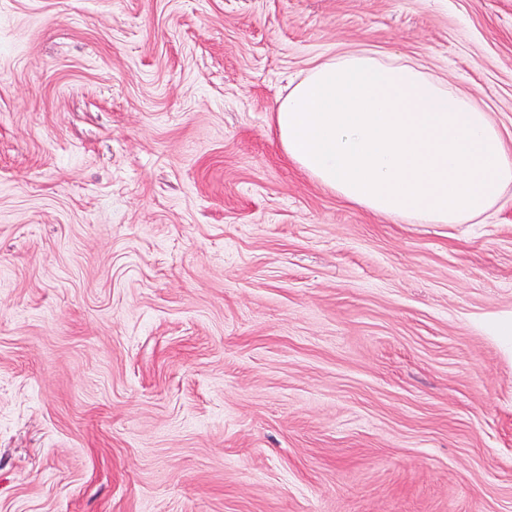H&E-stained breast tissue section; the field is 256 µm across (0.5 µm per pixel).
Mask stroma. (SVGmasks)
Listing matches in <instances>:
<instances>
[{
    "mask_svg": "<svg viewBox=\"0 0 512 512\" xmlns=\"http://www.w3.org/2000/svg\"><path fill=\"white\" fill-rule=\"evenodd\" d=\"M358 49L512 150V0H0V512H512V191L390 220L270 129Z\"/></svg>",
    "mask_w": 512,
    "mask_h": 512,
    "instance_id": "obj_1",
    "label": "stroma"
}]
</instances>
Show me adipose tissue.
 Returning a JSON list of instances; mask_svg holds the SVG:
<instances>
[{"mask_svg": "<svg viewBox=\"0 0 512 512\" xmlns=\"http://www.w3.org/2000/svg\"><path fill=\"white\" fill-rule=\"evenodd\" d=\"M273 124L301 170L389 218L467 224L512 187V152L489 113L412 63L367 50L315 66Z\"/></svg>", "mask_w": 512, "mask_h": 512, "instance_id": "1", "label": "adipose tissue"}]
</instances>
